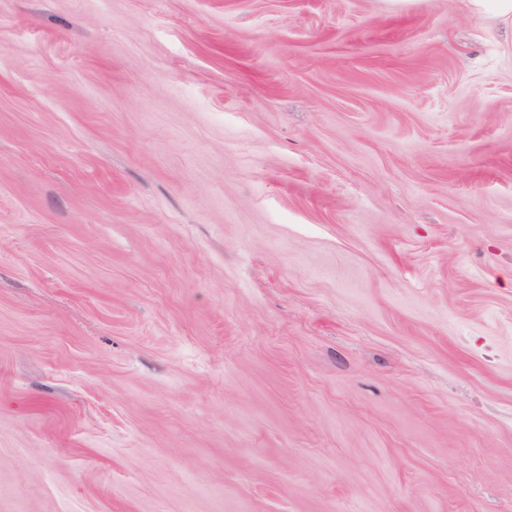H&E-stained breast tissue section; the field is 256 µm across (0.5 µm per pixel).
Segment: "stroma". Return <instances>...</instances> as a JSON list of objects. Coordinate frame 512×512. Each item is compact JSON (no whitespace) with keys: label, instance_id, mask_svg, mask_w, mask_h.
I'll return each mask as SVG.
<instances>
[{"label":"stroma","instance_id":"stroma-1","mask_svg":"<svg viewBox=\"0 0 512 512\" xmlns=\"http://www.w3.org/2000/svg\"><path fill=\"white\" fill-rule=\"evenodd\" d=\"M0 512H512V17L0 0Z\"/></svg>","mask_w":512,"mask_h":512}]
</instances>
